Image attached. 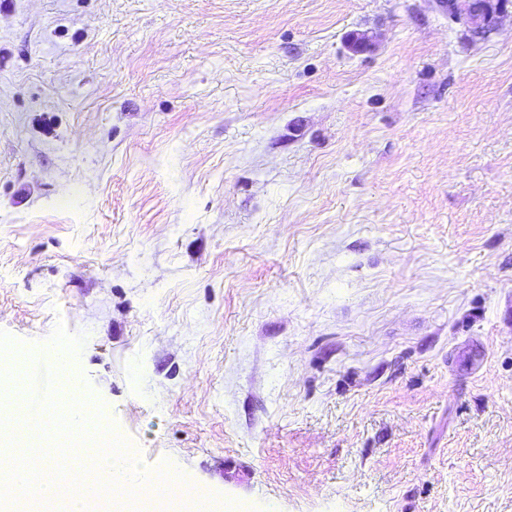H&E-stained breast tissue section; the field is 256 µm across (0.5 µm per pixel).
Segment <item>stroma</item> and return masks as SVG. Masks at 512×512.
Returning <instances> with one entry per match:
<instances>
[{
  "mask_svg": "<svg viewBox=\"0 0 512 512\" xmlns=\"http://www.w3.org/2000/svg\"><path fill=\"white\" fill-rule=\"evenodd\" d=\"M59 325L225 507L512 512V10L0 0V355ZM448 14L463 20L473 38H484L495 26L500 14L507 10L508 0H438Z\"/></svg>",
  "mask_w": 512,
  "mask_h": 512,
  "instance_id": "1",
  "label": "stroma"
}]
</instances>
